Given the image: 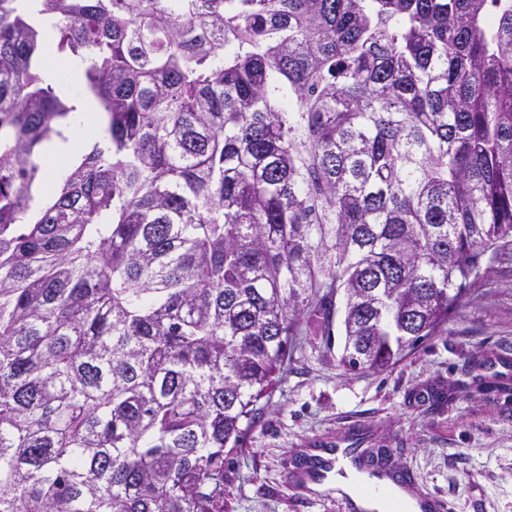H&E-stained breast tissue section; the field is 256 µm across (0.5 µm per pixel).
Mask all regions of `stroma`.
<instances>
[{"instance_id": "obj_1", "label": "stroma", "mask_w": 512, "mask_h": 512, "mask_svg": "<svg viewBox=\"0 0 512 512\" xmlns=\"http://www.w3.org/2000/svg\"><path fill=\"white\" fill-rule=\"evenodd\" d=\"M342 333L302 336L241 447L224 451V512H341L296 480L319 444L361 430L454 512H512V262L481 277L437 335L376 372L346 370Z\"/></svg>"}]
</instances>
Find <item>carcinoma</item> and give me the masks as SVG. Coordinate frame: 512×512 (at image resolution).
<instances>
[{"mask_svg":"<svg viewBox=\"0 0 512 512\" xmlns=\"http://www.w3.org/2000/svg\"><path fill=\"white\" fill-rule=\"evenodd\" d=\"M51 48L107 142L43 203ZM485 254L512 0H0V512H223L303 327L342 300L341 364L384 369Z\"/></svg>","mask_w":512,"mask_h":512,"instance_id":"carcinoma-1","label":"carcinoma"}]
</instances>
